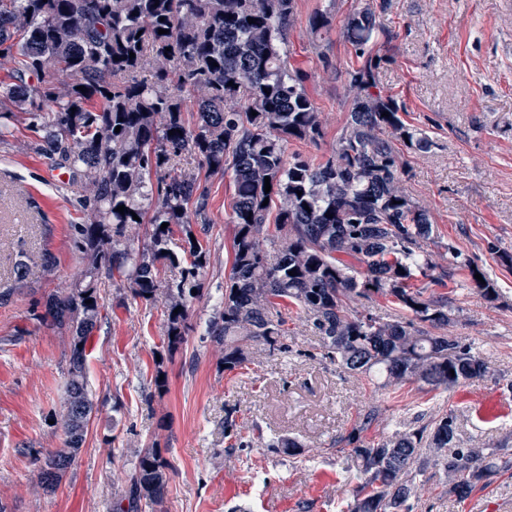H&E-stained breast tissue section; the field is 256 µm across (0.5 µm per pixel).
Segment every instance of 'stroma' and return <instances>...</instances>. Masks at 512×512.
Listing matches in <instances>:
<instances>
[{
	"label": "stroma",
	"mask_w": 512,
	"mask_h": 512,
	"mask_svg": "<svg viewBox=\"0 0 512 512\" xmlns=\"http://www.w3.org/2000/svg\"><path fill=\"white\" fill-rule=\"evenodd\" d=\"M357 0H297L288 32L292 61L308 75L307 91L322 114L318 143L289 142L287 155L326 160L351 106L343 78L353 59L338 27ZM329 13L334 27L313 46L308 18ZM378 21L389 62L382 90L404 106L408 123L429 134L428 151L403 149V186L432 217L441 243L432 261L449 268L453 252L495 282L485 300L464 275L430 286L447 295L454 315L446 332L472 347L484 376L453 390L377 388L322 360L304 321L291 323L286 348L259 347L245 369L222 367L220 349L204 334L214 297L231 264L233 227L226 222L229 176L211 177L209 261L203 297L193 302L192 329L177 351L163 342L162 306L135 305L109 289L108 317L87 357L96 404L85 442L58 489L37 485L33 460L63 444L61 387L67 332L42 325L47 295L67 292L84 260L72 241L83 223L79 188L50 181L49 160L19 128L0 142V503L8 512H111L112 496L138 450L159 448L174 471L165 512H342L360 483L336 455V442L368 407L381 411L368 435L382 439L453 415L461 448L512 454V0H390ZM24 252L34 260L24 281L11 276ZM163 375L156 390L153 376ZM242 434L278 433L303 449L237 448L225 435L228 410ZM412 512H512V469L458 499L427 468L417 479Z\"/></svg>",
	"instance_id": "1"
}]
</instances>
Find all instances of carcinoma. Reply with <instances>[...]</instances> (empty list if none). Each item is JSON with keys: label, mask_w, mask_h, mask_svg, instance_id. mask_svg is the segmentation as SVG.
Segmentation results:
<instances>
[{"label": "carcinoma", "mask_w": 512, "mask_h": 512, "mask_svg": "<svg viewBox=\"0 0 512 512\" xmlns=\"http://www.w3.org/2000/svg\"><path fill=\"white\" fill-rule=\"evenodd\" d=\"M388 6L364 0L342 21L359 62L345 71L352 105L332 156L313 164L285 155L288 141L323 136L308 75L288 52L296 0H0V66L10 78L0 85V139L23 123L39 136L36 153L68 169L71 183L91 184L78 196L86 221L73 225L84 268L39 316L70 334L63 446L35 458L45 491L55 492L72 467L94 410L87 345L106 308L102 290L162 304L168 351L184 342L209 253L207 179L214 175L230 173L233 187L232 261L206 326L224 350L226 370L250 364L256 345L281 350L288 324L303 318L320 337L323 358L384 387L450 390L486 373L470 348L443 333L452 316L448 299L426 298L415 285L420 276L442 281L452 272L436 271L427 250L434 225L402 187L398 144L425 152L431 141L404 122L401 105L379 86L388 58L377 49L385 32L376 14ZM331 27L325 12L309 19L316 42ZM186 155L197 170L174 173ZM139 223L149 226L142 241L130 234ZM266 245L277 248L273 262ZM168 263L181 268L180 278L164 277ZM459 269L484 298L498 297L492 280L475 278L470 261ZM359 297L385 299L394 319L350 313ZM378 418V407H369L340 439L361 478L347 512H410L416 477L429 466L444 471L460 499L499 469L498 449L457 447L451 415L369 440ZM260 444L299 455L290 437L274 434ZM171 472L158 449L140 450L112 512H162Z\"/></svg>", "instance_id": "cac0c4a2"}]
</instances>
